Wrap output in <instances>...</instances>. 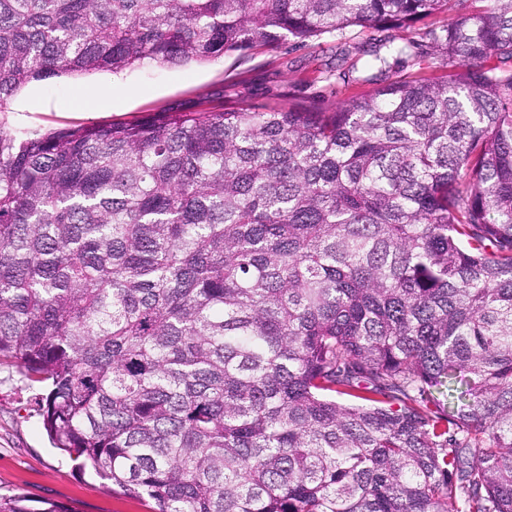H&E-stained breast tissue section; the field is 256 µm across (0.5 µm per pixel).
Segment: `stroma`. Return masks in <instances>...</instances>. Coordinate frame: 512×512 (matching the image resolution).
<instances>
[{
    "label": "stroma",
    "mask_w": 512,
    "mask_h": 512,
    "mask_svg": "<svg viewBox=\"0 0 512 512\" xmlns=\"http://www.w3.org/2000/svg\"><path fill=\"white\" fill-rule=\"evenodd\" d=\"M381 34L352 27L300 45L273 48L184 68L152 66L120 74L99 71L34 81L0 112V124L23 133L134 121L176 108L205 109L242 100L276 105L334 104L359 91L351 70L356 50H372ZM37 388L15 369L0 368V494L26 497L69 512H151L149 500L123 493L93 469L53 448L39 414Z\"/></svg>",
    "instance_id": "35a3bbf8"
}]
</instances>
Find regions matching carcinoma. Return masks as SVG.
<instances>
[{
  "label": "carcinoma",
  "instance_id": "cac0c4a2",
  "mask_svg": "<svg viewBox=\"0 0 512 512\" xmlns=\"http://www.w3.org/2000/svg\"><path fill=\"white\" fill-rule=\"evenodd\" d=\"M458 8L444 79L384 38L331 106L0 125V366L54 447L152 512H512V0H0V110Z\"/></svg>",
  "mask_w": 512,
  "mask_h": 512
}]
</instances>
